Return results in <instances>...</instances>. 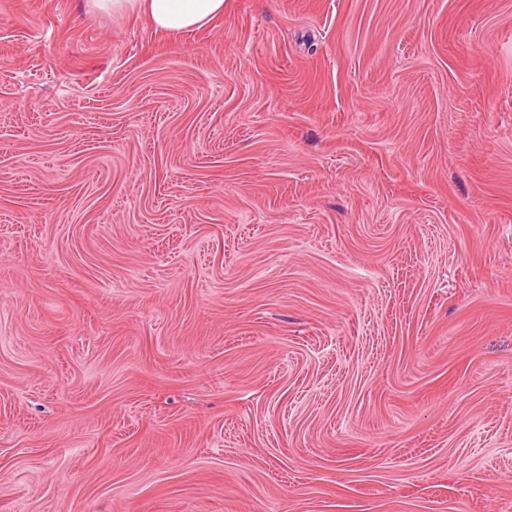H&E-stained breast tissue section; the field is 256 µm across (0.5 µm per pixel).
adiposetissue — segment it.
Listing matches in <instances>:
<instances>
[{"instance_id":"obj_1","label":"adipose tissue","mask_w":512,"mask_h":512,"mask_svg":"<svg viewBox=\"0 0 512 512\" xmlns=\"http://www.w3.org/2000/svg\"><path fill=\"white\" fill-rule=\"evenodd\" d=\"M102 12L133 15L155 31L184 35L210 26L224 14V0H91Z\"/></svg>"}]
</instances>
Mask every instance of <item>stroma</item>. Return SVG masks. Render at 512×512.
Masks as SVG:
<instances>
[{"label": "stroma", "instance_id": "1", "mask_svg": "<svg viewBox=\"0 0 512 512\" xmlns=\"http://www.w3.org/2000/svg\"><path fill=\"white\" fill-rule=\"evenodd\" d=\"M0 512H512V0H0ZM112 15H133L168 35L194 33L224 15V0H90Z\"/></svg>", "mask_w": 512, "mask_h": 512}]
</instances>
